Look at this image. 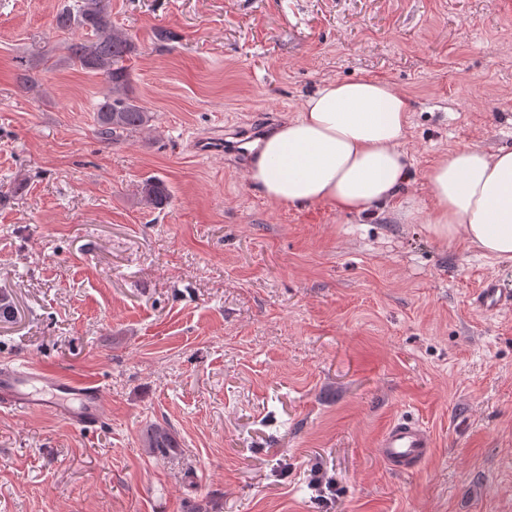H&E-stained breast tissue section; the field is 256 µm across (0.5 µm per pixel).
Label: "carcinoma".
<instances>
[{
  "label": "carcinoma",
  "instance_id": "1",
  "mask_svg": "<svg viewBox=\"0 0 512 512\" xmlns=\"http://www.w3.org/2000/svg\"><path fill=\"white\" fill-rule=\"evenodd\" d=\"M53 24L62 31L89 33V37L68 46L70 58L82 71L101 75L110 84L109 94L97 108L98 137L116 143L147 126L152 114L126 93L129 73L124 60L134 53L135 43L112 25L103 0H75L55 15ZM140 198L146 207L162 209L168 205L171 193L164 181L151 179L142 184ZM143 439L146 447L160 454H168L177 447L171 432L162 425L148 427Z\"/></svg>",
  "mask_w": 512,
  "mask_h": 512
}]
</instances>
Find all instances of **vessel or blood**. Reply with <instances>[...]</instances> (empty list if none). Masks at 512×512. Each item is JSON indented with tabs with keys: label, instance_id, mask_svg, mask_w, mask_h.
Masks as SVG:
<instances>
[{
	"label": "vessel or blood",
	"instance_id": "1",
	"mask_svg": "<svg viewBox=\"0 0 512 512\" xmlns=\"http://www.w3.org/2000/svg\"><path fill=\"white\" fill-rule=\"evenodd\" d=\"M260 136L257 129L236 142L217 135L201 140L198 151L203 155L233 151L247 160L252 155L251 143ZM475 304L491 312L511 308L512 291L502 288L495 278H486ZM102 406L103 392L92 380L25 364L0 366V407L23 412L48 411L69 425L90 430L100 423ZM433 446V437L425 427L400 420L384 429L377 451L390 470L405 473L418 468Z\"/></svg>",
	"mask_w": 512,
	"mask_h": 512
}]
</instances>
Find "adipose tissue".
Returning a JSON list of instances; mask_svg holds the SVG:
<instances>
[{
	"instance_id": "obj_1",
	"label": "adipose tissue",
	"mask_w": 512,
	"mask_h": 512,
	"mask_svg": "<svg viewBox=\"0 0 512 512\" xmlns=\"http://www.w3.org/2000/svg\"><path fill=\"white\" fill-rule=\"evenodd\" d=\"M409 118L408 98L389 83L327 81L263 141L248 179L276 205L370 215L409 179ZM426 180V222L437 239L512 263V151L456 148Z\"/></svg>"
}]
</instances>
